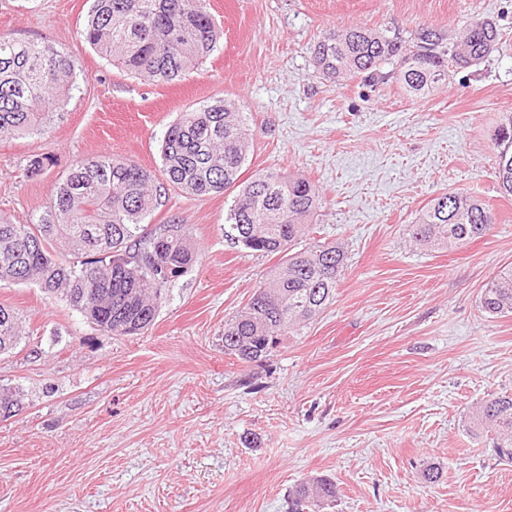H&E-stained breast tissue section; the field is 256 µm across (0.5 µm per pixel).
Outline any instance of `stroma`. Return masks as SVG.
<instances>
[{
  "label": "stroma",
  "instance_id": "stroma-1",
  "mask_svg": "<svg viewBox=\"0 0 512 512\" xmlns=\"http://www.w3.org/2000/svg\"><path fill=\"white\" fill-rule=\"evenodd\" d=\"M91 4L0 0V34L54 45L78 83L43 133L0 135V217L37 219L60 176L104 152L160 171L177 115L226 98L253 131L246 174L313 182L322 204L304 243L341 244L347 266L319 317L253 363L225 354L224 323L279 259L226 237L229 192L170 189L146 219L155 234L187 225L195 252L142 335H106L36 284L0 286L26 331L0 356V389L20 394L0 416V512H287L315 476L340 489L327 512H512V463L468 429L488 394L512 393V316L479 307L512 265L494 140L512 117V0H207L219 46L170 84L84 42ZM486 18L494 51L420 97L395 69L366 86L311 63L336 27L409 43L429 27L451 43ZM47 153L54 166L30 175ZM445 192L489 204V235L413 244L409 224Z\"/></svg>",
  "mask_w": 512,
  "mask_h": 512
}]
</instances>
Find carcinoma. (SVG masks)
Listing matches in <instances>:
<instances>
[{"label":"carcinoma","mask_w":512,"mask_h":512,"mask_svg":"<svg viewBox=\"0 0 512 512\" xmlns=\"http://www.w3.org/2000/svg\"><path fill=\"white\" fill-rule=\"evenodd\" d=\"M80 36L121 70L170 83L217 49L220 31L206 0H93ZM498 38L493 21H476L450 51L439 33L422 27L411 49L398 36L349 26L326 33L311 61L329 79L368 82L383 78V65L396 63L403 89L415 96L445 79L448 63L467 67L483 60ZM76 78L73 61L53 45L0 34V134L44 132ZM495 143L500 188L512 195L511 120L498 128ZM251 145L247 116L229 99L179 113L161 143L168 186L193 196L238 190L227 212L231 239L281 255L267 281L224 324V352L243 362L268 357L280 337L298 334L333 296L346 262L339 245L300 246L321 205L311 181L269 168L239 182ZM161 187L151 171L107 154L74 163L37 222L0 217V285L34 282L106 335L140 334L154 323L165 287L186 272L194 255L184 224H169L157 236L145 233L143 222ZM493 224L485 204L446 192L409 225V235L420 245L458 247L486 236ZM58 240L94 258L63 261L51 251ZM479 303L490 317L512 316V266L491 277ZM20 340L15 312L0 305V355ZM470 429L489 437L497 456L511 462L512 395H489L472 412ZM338 496L333 478L316 476L288 494V512H322Z\"/></svg>","instance_id":"1"}]
</instances>
